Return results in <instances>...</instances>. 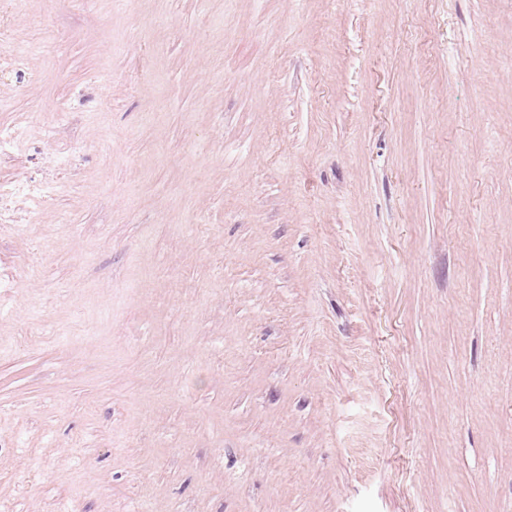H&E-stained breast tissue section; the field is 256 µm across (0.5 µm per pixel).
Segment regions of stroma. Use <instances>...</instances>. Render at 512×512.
<instances>
[{"label": "stroma", "instance_id": "stroma-1", "mask_svg": "<svg viewBox=\"0 0 512 512\" xmlns=\"http://www.w3.org/2000/svg\"><path fill=\"white\" fill-rule=\"evenodd\" d=\"M4 50L10 512H512V0H0Z\"/></svg>", "mask_w": 512, "mask_h": 512}]
</instances>
